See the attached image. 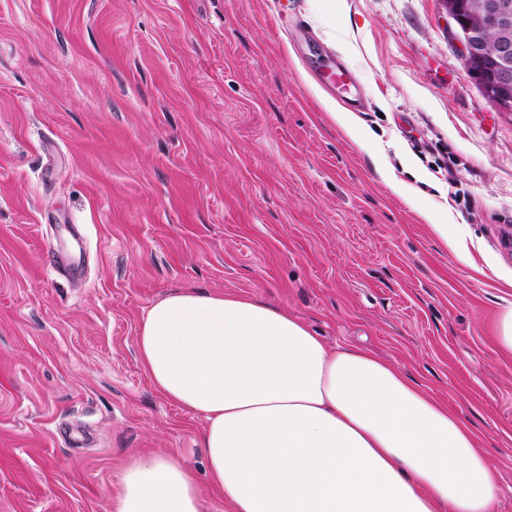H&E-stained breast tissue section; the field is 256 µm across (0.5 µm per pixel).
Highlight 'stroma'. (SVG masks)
<instances>
[{"label":"stroma","mask_w":512,"mask_h":512,"mask_svg":"<svg viewBox=\"0 0 512 512\" xmlns=\"http://www.w3.org/2000/svg\"><path fill=\"white\" fill-rule=\"evenodd\" d=\"M450 27L440 0H0V512H112L155 454L206 485L203 418L137 353L150 305L194 288L399 366L468 422L512 512V112ZM339 64L351 92L319 79ZM351 94L363 147L323 105ZM427 219L430 221L434 232L441 238L445 246L449 247L460 261H466L468 258L467 246L463 239L451 232L453 224H447L451 219L446 215L436 217L430 214L427 215Z\"/></svg>","instance_id":"obj_1"}]
</instances>
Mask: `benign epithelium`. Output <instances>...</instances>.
<instances>
[{
  "instance_id": "7a95c632",
  "label": "benign epithelium",
  "mask_w": 512,
  "mask_h": 512,
  "mask_svg": "<svg viewBox=\"0 0 512 512\" xmlns=\"http://www.w3.org/2000/svg\"><path fill=\"white\" fill-rule=\"evenodd\" d=\"M462 45V62L483 95L501 112H512V4L507 0H441ZM499 33L493 50L483 32Z\"/></svg>"
}]
</instances>
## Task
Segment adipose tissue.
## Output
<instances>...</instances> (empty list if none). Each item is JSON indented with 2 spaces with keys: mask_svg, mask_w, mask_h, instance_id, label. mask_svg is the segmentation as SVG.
<instances>
[{
  "mask_svg": "<svg viewBox=\"0 0 512 512\" xmlns=\"http://www.w3.org/2000/svg\"><path fill=\"white\" fill-rule=\"evenodd\" d=\"M141 366L205 420L208 486L175 457L134 460L112 512H494L495 469L460 417L399 368L329 348L288 311L184 290L138 327Z\"/></svg>",
  "mask_w": 512,
  "mask_h": 512,
  "instance_id": "1",
  "label": "adipose tissue"
}]
</instances>
